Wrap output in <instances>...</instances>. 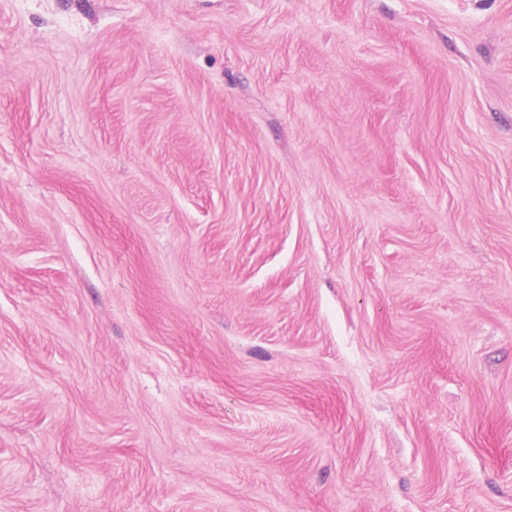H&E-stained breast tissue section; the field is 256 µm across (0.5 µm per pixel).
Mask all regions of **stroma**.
I'll return each instance as SVG.
<instances>
[{"label":"stroma","mask_w":512,"mask_h":512,"mask_svg":"<svg viewBox=\"0 0 512 512\" xmlns=\"http://www.w3.org/2000/svg\"><path fill=\"white\" fill-rule=\"evenodd\" d=\"M0 512H512V0H0Z\"/></svg>","instance_id":"1"}]
</instances>
